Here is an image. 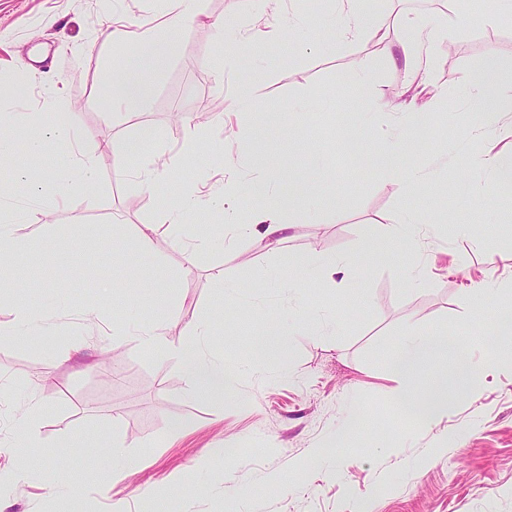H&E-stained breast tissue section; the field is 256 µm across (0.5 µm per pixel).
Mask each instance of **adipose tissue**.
I'll use <instances>...</instances> for the list:
<instances>
[{"mask_svg":"<svg viewBox=\"0 0 512 512\" xmlns=\"http://www.w3.org/2000/svg\"><path fill=\"white\" fill-rule=\"evenodd\" d=\"M198 14V0H177L175 12L169 14L160 27L143 30L132 39L137 44V63L125 69L119 97H112L109 93L102 97L104 110L109 111L124 104L135 112L149 102L152 96L150 74L157 71L168 58L173 34ZM393 24L402 31L403 36L386 42L385 53L392 61L401 62L413 77L427 78L428 68L422 59V52L438 37V30L420 25L404 14L395 16ZM328 27L343 40L375 36L382 29L381 23L364 10L360 0H335ZM468 92L471 96L486 99L490 104L489 112L484 113L472 129L473 137L487 144L486 150L476 158L475 165L490 172L498 182L511 184L512 154L494 151L492 144L512 137V83L504 82L498 64L491 61L473 76ZM364 125L363 116L347 119L340 133L345 150L351 156L370 160L381 175L403 179L413 189L424 186L426 179L423 175L403 170L400 166L401 157L410 149L409 142L384 140L375 153H368ZM50 143L55 144L61 157H75L79 160V176L65 178L60 182L61 198H70L74 192L93 183L92 161L89 156H77L78 137L68 121L54 122L41 136L30 139L25 148L28 152L40 153ZM248 193L257 205L250 211L246 222L236 225L235 238L256 233L266 239L269 245H278L284 240L288 229L284 214L297 207V200L275 196L270 190L269 179L265 177L255 181ZM295 327L322 331L327 324L316 316L306 314L299 317L294 327L288 328L282 325L278 315H270L255 347L257 355L264 357L279 352ZM190 333L197 338L195 347L188 349L181 346L171 351L172 356L181 360L188 385L217 394H230L236 387L237 376L225 366L223 358L206 352L205 343L210 334L208 324L203 321L193 323ZM448 357L453 358L454 367L448 373L447 382L433 384L428 392H421L419 381L427 375L433 363ZM476 368L469 348L459 345L456 335L443 333L424 336L413 330L407 332L389 365L393 376L403 385L397 400L405 414L413 415L416 408L424 407L433 419L447 416L450 408L449 389L468 386L470 375Z\"/></svg>","mask_w":512,"mask_h":512,"instance_id":"obj_1","label":"adipose tissue"}]
</instances>
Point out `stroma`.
<instances>
[{
	"label": "stroma",
	"mask_w": 512,
	"mask_h": 512,
	"mask_svg": "<svg viewBox=\"0 0 512 512\" xmlns=\"http://www.w3.org/2000/svg\"><path fill=\"white\" fill-rule=\"evenodd\" d=\"M326 0H201L198 21L185 24L154 77L147 112L104 115L101 70L131 52L110 45L108 28L158 25L170 0H0V137L20 146L52 123L58 110L95 162L96 190L61 201L53 152H16L12 167L38 176L40 190L19 184L0 199V220L13 224L20 248L1 281L16 301L41 308L43 320L0 345V479L24 469L8 488L5 512H104L123 501L140 512L145 497L168 512H512V362L480 374L475 393L461 392L451 413L419 424L404 415L400 382L388 369L408 329L447 332L470 342L475 362L498 345L490 321L512 309V184L469 178L462 167L483 151L469 123L486 109L467 97L470 77L491 60L512 72V18L487 24L478 7L449 17L443 0H367L381 21L408 14L448 28L430 52L426 83H411L373 36L331 42L323 28ZM291 12L301 29L272 37L258 30ZM363 71L366 86L348 84ZM248 89L250 112L235 100ZM413 95L428 120L377 110L378 100ZM374 111L368 148L398 129L414 148L406 169L433 170L426 191L381 179L373 164L352 159L339 133L346 114ZM252 121L258 139L244 149L234 132ZM196 151L164 182L142 186L114 164L112 145L134 139L144 154L182 151L186 130ZM277 163L281 194L307 186L329 202L312 214L297 208L278 249L259 235L225 249L232 215L254 206L250 183ZM234 174L237 189L224 190ZM216 193L219 203L188 215L184 236L204 239L191 275L163 223L169 200L187 189ZM430 226L421 257L428 277L405 280L409 251L384 236L406 212ZM157 227L158 253L136 250L127 236ZM65 248L45 252L44 235ZM352 258L341 284L298 281L283 288L310 249ZM223 282H216V272ZM118 282L109 299L98 285ZM486 282V304L468 291ZM282 321L308 310L338 320L334 333L302 330L283 353L256 358L270 310ZM152 321L163 338L150 353L116 339L130 316ZM212 325V341L238 369L234 394L217 397L187 385L169 348L192 346L188 327ZM81 355L68 357L71 345ZM40 405L38 447L21 420ZM126 439L133 466L109 468L103 446ZM54 489H47V481Z\"/></svg>",
	"instance_id": "35a3bbf8"
}]
</instances>
